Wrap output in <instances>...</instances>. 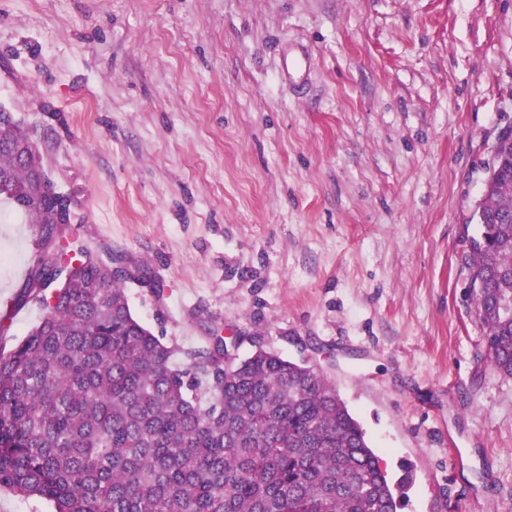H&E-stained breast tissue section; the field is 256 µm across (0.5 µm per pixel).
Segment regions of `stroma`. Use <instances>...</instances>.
<instances>
[{"mask_svg":"<svg viewBox=\"0 0 512 512\" xmlns=\"http://www.w3.org/2000/svg\"><path fill=\"white\" fill-rule=\"evenodd\" d=\"M0 108L153 334L314 365L388 477L410 467L402 512H512V377L465 262L512 0H0ZM2 252L9 347L40 309L3 198Z\"/></svg>","mask_w":512,"mask_h":512,"instance_id":"obj_1","label":"stroma"}]
</instances>
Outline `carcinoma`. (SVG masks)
Listing matches in <instances>:
<instances>
[{"mask_svg":"<svg viewBox=\"0 0 512 512\" xmlns=\"http://www.w3.org/2000/svg\"><path fill=\"white\" fill-rule=\"evenodd\" d=\"M19 121L0 125V195L39 229L19 301L42 315L0 346V489L54 512H398L366 433L307 361L261 347L224 352L155 336L132 314L112 266L59 252L69 224L54 191L35 200ZM490 186L470 239L471 283L490 361L512 376V145L486 167Z\"/></svg>","mask_w":512,"mask_h":512,"instance_id":"carcinoma-1","label":"carcinoma"}]
</instances>
